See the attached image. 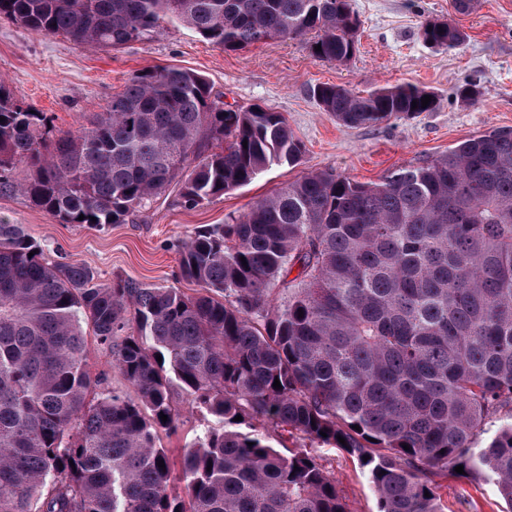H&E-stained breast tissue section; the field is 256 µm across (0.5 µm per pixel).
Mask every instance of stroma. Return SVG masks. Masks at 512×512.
<instances>
[{
    "label": "stroma",
    "instance_id": "stroma-1",
    "mask_svg": "<svg viewBox=\"0 0 512 512\" xmlns=\"http://www.w3.org/2000/svg\"><path fill=\"white\" fill-rule=\"evenodd\" d=\"M360 20L353 58L345 63L312 57L305 40L277 39L227 51L192 29L167 23L159 32L116 50L77 45L62 35H43L0 17V79L14 100L45 113L52 126L78 131L89 126L135 74L178 66L203 75L214 94L236 106L260 105L283 113L304 146L300 162L275 166L251 184L191 208L170 190L136 209L122 224L78 227L59 223L25 196H0V221L21 224L68 262L92 266L101 281L132 278L150 287L192 293L179 275L182 243L200 226L223 224L286 183L311 172L332 170L359 182H376L401 167L447 153L461 142L494 129H512V0H475L466 12L454 0H351ZM428 19H442L467 35L457 48L438 52L421 36ZM319 83L356 92L412 84L433 93L434 111L375 125L344 127L324 112L309 88ZM477 84L478 104L456 97ZM181 414L176 430H159L163 447L179 456L212 419L174 392ZM349 512H379V500L358 458L331 447L318 449ZM444 512H502L493 483L439 477Z\"/></svg>",
    "mask_w": 512,
    "mask_h": 512
}]
</instances>
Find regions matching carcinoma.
I'll use <instances>...</instances> for the list:
<instances>
[{
    "label": "carcinoma",
    "mask_w": 512,
    "mask_h": 512,
    "mask_svg": "<svg viewBox=\"0 0 512 512\" xmlns=\"http://www.w3.org/2000/svg\"><path fill=\"white\" fill-rule=\"evenodd\" d=\"M0 15L113 50L165 21L226 51L309 36L336 62L359 31L351 0H0ZM422 38L446 51L467 35L432 19ZM310 93L347 127L435 108L410 84ZM301 156L282 113L226 106L180 67L134 75L75 133L0 82V195L61 224H123L170 189L197 207ZM180 272L194 294L104 283L0 222V512H347L311 451L323 446L363 461L380 512H443L436 478L458 465L512 512V421L475 447L487 417L512 418L511 130L377 183L308 174L196 230ZM85 323L133 393L91 375ZM175 390L217 423L177 469L156 444L179 425ZM259 419L302 449H277Z\"/></svg>",
    "instance_id": "obj_1"
}]
</instances>
